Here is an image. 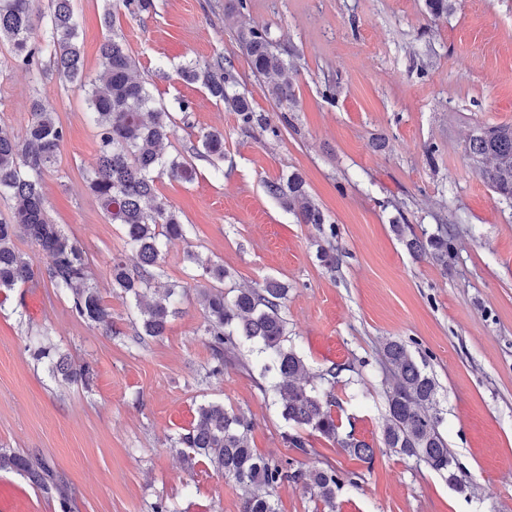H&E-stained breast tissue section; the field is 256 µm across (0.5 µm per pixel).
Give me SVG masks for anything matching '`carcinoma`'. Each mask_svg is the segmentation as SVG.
I'll return each mask as SVG.
<instances>
[{
	"label": "carcinoma",
	"mask_w": 512,
	"mask_h": 512,
	"mask_svg": "<svg viewBox=\"0 0 512 512\" xmlns=\"http://www.w3.org/2000/svg\"><path fill=\"white\" fill-rule=\"evenodd\" d=\"M34 2L0 0V43L11 46L13 67L39 73L46 54L60 78L86 93L98 139L97 164L87 184L112 223L122 226L126 244L136 251L135 274L123 257H112V287L132 300L138 310L135 336L144 343L165 334L178 312V298L186 293L185 287L177 284L155 286L154 271L163 260V240L185 242L189 233V225L159 194L157 181L165 175L190 182L195 169L181 154L164 157L163 145L175 135V121L171 113L152 106L148 90L132 78L135 62L122 39L112 34V0H105L103 23L107 33L99 48L102 73L96 79L84 70L71 0H49L46 13L35 9ZM425 4L437 18L450 13L455 0H425ZM38 24L44 26L43 41L32 44L30 35ZM236 37L254 75L270 79L267 95L282 108L293 110L298 69L285 58L288 51L267 27H240ZM178 75L187 83L201 84L215 101L237 113L242 124L266 125L249 97L236 91L234 66L223 55L190 62L178 70ZM65 138V128L37 104L23 136L0 131V197L11 203L10 219H0V293L46 281L65 296L78 318L112 335V308L93 282L88 253L50 220L44 205L43 176L58 163ZM189 150L198 156L221 158L224 135L217 130L205 132ZM466 152L477 165L480 178L511 203L512 124L477 130ZM265 189L296 215L298 223L313 224L320 231L328 223L300 175L269 181ZM21 235L29 239L34 255L16 247ZM454 239L453 230L442 224L424 240H409L408 246L415 256L429 255L446 267ZM185 257L203 280L196 297L204 312L202 335L212 357L207 377L224 376L227 364L248 369L239 358V348L245 342L256 345L258 352L269 356L261 373L274 372L281 416L298 429L285 435L288 446L308 454L307 441L299 434L305 430L363 461H372V446L350 434L340 437L333 408L339 406L334 390L341 369L331 367L321 375L329 385L327 390L305 380L304 359L287 339L284 309L288 287L267 280L258 287L237 288L229 298L224 295V280L229 277L224 265L204 259L192 249L185 251ZM33 357L46 363L54 379L61 382L87 387L95 377L93 366L73 363L49 341L39 343ZM382 364L386 383L384 447L423 462L452 486L465 487V475L455 466L440 431L439 385L434 376L417 362L409 346L398 340L384 344ZM253 428V419L245 413L228 410L221 401H207L197 408L191 426L174 438L172 447L187 469L205 465L237 484L244 491L241 512H276L273 496L286 482L302 485L327 512H336L337 492L353 479L332 467L306 470L293 460L262 457L251 446ZM0 470L17 472L29 485L57 499L63 512H69L75 491L42 455L0 448Z\"/></svg>",
	"instance_id": "obj_1"
}]
</instances>
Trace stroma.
Segmentation results:
<instances>
[{"mask_svg": "<svg viewBox=\"0 0 512 512\" xmlns=\"http://www.w3.org/2000/svg\"><path fill=\"white\" fill-rule=\"evenodd\" d=\"M133 17L117 9L114 30L136 62L156 106L191 104L165 151H186L198 133L224 134L220 159L191 156L193 182L160 179L164 200L192 227L188 242L167 247L158 285L187 288L164 336L133 340L131 301L112 290L113 254L125 248L87 187L96 165V130L84 92L55 73L11 68L0 44V130L23 134L33 100L66 128L60 159L45 176L47 213L89 252L95 283L112 308L108 336L74 316L47 283L0 293V448L37 453L76 490L73 512H152L166 499L174 512H240L241 489L200 465L186 470L170 438L190 426L201 403L223 401L255 425L258 454L297 459L358 476L339 491L337 512H512V203L478 176L466 152L475 130L512 123V0H456L435 19L424 0H247L225 19V0H153ZM84 66L101 72L104 0H72ZM268 27L294 51L297 105L288 111L265 94L234 40L238 25ZM224 54L239 89L266 126H242L198 84L181 80L186 61ZM434 155H427V147ZM300 173L336 231V266L317 257L325 243L265 189ZM453 228L447 265L406 247L438 225ZM223 263L239 287L265 279L288 286V339L312 383L332 366L341 435L375 449L372 463L309 436L297 455L271 391L262 390L265 357L243 347L245 367L207 377L186 248ZM49 330L75 363L89 362L90 387L52 378L28 349ZM408 344L440 385L441 431L466 475L453 487L424 463L382 443L385 413L381 347ZM9 512H61L19 475L0 471Z\"/></svg>", "mask_w": 512, "mask_h": 512, "instance_id": "35a3bbf8", "label": "stroma"}]
</instances>
